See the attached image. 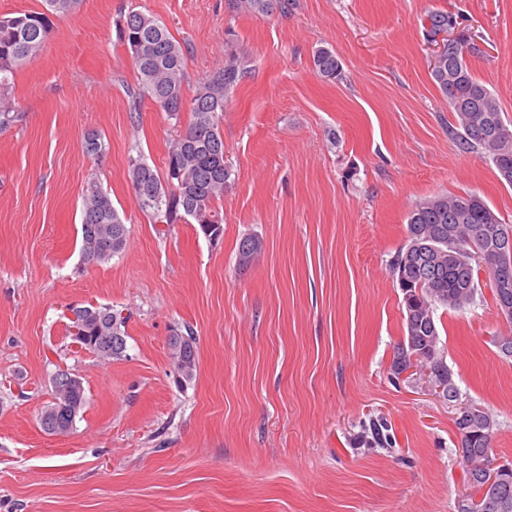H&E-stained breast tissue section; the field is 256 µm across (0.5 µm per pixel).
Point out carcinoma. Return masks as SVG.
Instances as JSON below:
<instances>
[{
  "label": "carcinoma",
  "mask_w": 512,
  "mask_h": 512,
  "mask_svg": "<svg viewBox=\"0 0 512 512\" xmlns=\"http://www.w3.org/2000/svg\"><path fill=\"white\" fill-rule=\"evenodd\" d=\"M239 13L269 14L291 11L296 0H230ZM42 12H24L0 17V129L15 121L8 96L14 70L36 57L54 28V19L70 14L79 0H45ZM119 38L130 50L139 77V96L149 98L161 111L175 120L188 114L184 131L168 149L163 174H158L142 156L130 159L128 176L134 201L156 222L175 224L191 222L207 232V226L222 224L224 218L214 203L224 197L232 170L224 162V136L221 119L230 94L245 76V66L236 52L225 54L224 64L201 79L190 103H185L184 53L168 28L157 19L131 9L123 18ZM458 23L447 11L432 10L426 15V32L433 36ZM478 51L472 39L465 41L466 55H454L432 68V77L448 98L454 123L448 135L464 152H478L491 162L500 180L512 185V122L502 116L495 95L473 74L468 56ZM313 67L321 78L331 81L341 77V63L336 53L319 48L313 54ZM493 123L496 135L485 132ZM81 260L85 265H101L120 254L127 246L128 229L124 217L114 207L112 198L101 187L97 171L89 172L82 191ZM495 227L512 231V224L478 195L461 193L426 197L410 209L406 224V242L394 255L390 269L402 294L405 320L404 339L394 352L389 375L399 379L404 368H418L436 359H444L441 341V307L463 311L481 295L478 269L461 263L459 252L467 241L462 231L467 227ZM438 238V252L431 255L407 254L416 236ZM263 248L255 235L241 238L238 265L247 266ZM79 328L74 340L102 360H120L125 356L128 317L110 306L73 309ZM173 369L179 380H192L197 371V342L194 331L176 330L170 336ZM53 400L39 417L42 430L51 435L70 432L76 418L87 404L85 388L79 377L73 385L52 379ZM479 424L462 429L457 435L467 457L460 461L470 492L458 497L455 512H512V473L501 475L494 464L492 444L498 422L488 409L474 403ZM391 425L384 417L369 419L362 425L361 441L371 448H390Z\"/></svg>",
  "instance_id": "cac0c4a2"
}]
</instances>
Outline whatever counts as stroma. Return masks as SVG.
Listing matches in <instances>:
<instances>
[{
  "mask_svg": "<svg viewBox=\"0 0 512 512\" xmlns=\"http://www.w3.org/2000/svg\"><path fill=\"white\" fill-rule=\"evenodd\" d=\"M164 23L185 55V96L224 62L247 73L224 109L231 184L223 233L159 224L134 204L128 162L163 168L182 131L149 99L119 39L130 5ZM460 15L480 52L475 77L512 121V0H297L248 15L228 0H80L15 73V122L0 130V512H454L467 479L454 409L392 382L404 336L390 261L412 205L474 192L512 223V186L448 134L431 77L428 10ZM326 47L342 63L313 69ZM109 146L87 154L88 133ZM98 169L126 217V249L80 259L82 190ZM264 247L237 263L246 235ZM483 295L442 314L461 401L499 422L512 461V358ZM128 314L126 355L100 361L67 328L70 307ZM192 328L198 365L178 383L168 346ZM67 368L87 404L68 434L39 424ZM385 416L392 450L360 443ZM313 67L321 78L331 81L341 77V63L329 48H318L313 54Z\"/></svg>",
  "mask_w": 512,
  "mask_h": 512,
  "instance_id": "35a3bbf8",
  "label": "stroma"
}]
</instances>
